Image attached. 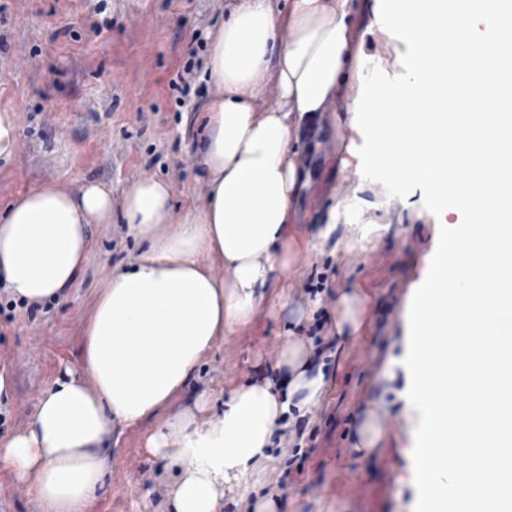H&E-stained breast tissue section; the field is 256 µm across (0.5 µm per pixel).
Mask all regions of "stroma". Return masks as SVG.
<instances>
[{
    "label": "stroma",
    "instance_id": "35a3bbf8",
    "mask_svg": "<svg viewBox=\"0 0 512 512\" xmlns=\"http://www.w3.org/2000/svg\"><path fill=\"white\" fill-rule=\"evenodd\" d=\"M227 8V0H0V110L15 113L21 135L18 152L0 159V208L49 182L73 189L95 180L111 187L114 200L111 224L92 225L89 261L59 298L34 310L12 308L0 289V370L11 382L8 397L0 398L1 438L27 426L59 374L82 372L94 299L106 274L139 249L121 218L127 187L144 177L170 181L178 216L204 203L203 109L219 94L204 61ZM367 25V14L357 13L353 28L366 52L389 61L384 73L371 70L368 78H398L410 48L379 44ZM187 68L193 78L185 95L176 82ZM347 120V113H326L318 149L301 152L313 182L299 223L288 231L304 238L308 222L321 220L337 194L362 197L364 206L317 252L296 255L287 308L264 307L251 325L219 340L180 399L185 405L202 390H229L248 379L282 380L287 327L322 352L325 398L280 421L249 493L226 494L223 512H253L257 497L270 493L280 495L284 512H420L418 490L404 480V448L417 427L404 400L412 345L406 312L440 235L414 186L379 171L339 172L351 136ZM358 224L390 230L362 249L353 242ZM355 286L368 301L356 341L343 343L336 299ZM361 348L370 362L356 359ZM154 425L150 419L123 432L112 447V472L87 512H163L173 475L143 450ZM369 426L380 440L366 452ZM145 489L150 497H142Z\"/></svg>",
    "mask_w": 512,
    "mask_h": 512
}]
</instances>
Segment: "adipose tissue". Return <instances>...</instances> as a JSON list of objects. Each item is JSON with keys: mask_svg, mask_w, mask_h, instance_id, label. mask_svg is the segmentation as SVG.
<instances>
[{"mask_svg": "<svg viewBox=\"0 0 512 512\" xmlns=\"http://www.w3.org/2000/svg\"><path fill=\"white\" fill-rule=\"evenodd\" d=\"M368 28L382 44L412 47L400 82L369 81L352 21L354 0H234L205 70L219 89L204 110L208 196L174 217L171 183L152 177L122 196L128 233L143 249L107 274L88 321L84 374L64 373L39 397L20 432L0 439V464L27 484L41 512H85L108 475L121 429L164 414L146 453L174 477L169 512H223L225 492L247 493L277 421L316 405L322 371L286 339L284 395L248 381L213 399L200 392L171 411L218 341L250 325L293 270L287 234L311 175L302 131L344 99L366 152L342 170L374 169L412 183L435 224L466 217L441 242L412 295L407 405L418 430L406 453L424 512H512V0H371ZM276 101L260 102L268 89ZM475 89L469 111L463 91ZM112 221V189L41 186L0 211V283L43 303L71 285L91 251V225ZM218 260L223 277L210 265ZM480 349L466 351L467 337ZM471 393L445 407L448 364ZM467 455L449 471L447 452Z\"/></svg>", "mask_w": 512, "mask_h": 512, "instance_id": "ef3b65f1", "label": "adipose tissue"}]
</instances>
